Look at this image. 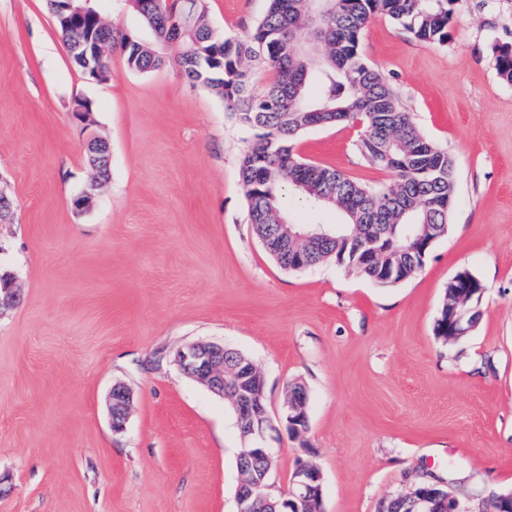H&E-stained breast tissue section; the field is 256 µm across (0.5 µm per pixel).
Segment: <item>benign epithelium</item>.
I'll use <instances>...</instances> for the list:
<instances>
[{
	"label": "benign epithelium",
	"instance_id": "benign-epithelium-1",
	"mask_svg": "<svg viewBox=\"0 0 512 512\" xmlns=\"http://www.w3.org/2000/svg\"><path fill=\"white\" fill-rule=\"evenodd\" d=\"M109 50L108 43L99 39L87 43L86 52L90 53V75L99 81L112 78V70L96 65ZM87 150L91 159L95 160L96 170L110 168L111 150L107 141L93 135L87 142ZM456 287L463 289V295L473 298L482 294L480 282L466 269L453 276ZM21 300L18 289L14 288L12 278L0 279V310L17 305ZM473 308L461 307L448 303L447 330L448 339L454 340L467 335L474 329ZM235 357L232 370L236 396L235 409L239 417L245 419L243 440L249 444L247 458L260 459L266 468L253 473V477L239 479L236 489L237 512H262L260 505L272 504L279 507L277 512H301V508L314 499L322 496L323 474L319 466L312 462L302 461L297 464L288 487V492L275 502H270L272 484L266 480L273 461L272 449L266 446V437L274 428L269 412L260 401L254 399L249 383L258 373V367L240 352L218 342L194 341L178 347L173 353V363L183 374L202 384L219 397L224 396L228 381L224 379V357ZM110 417L112 431L121 433L126 428L131 392L122 383L112 386L110 394ZM308 402L306 390L301 384L294 383V393L284 402V419L288 430L299 435L304 432V408ZM472 512L457 494L453 486L445 482L443 485L430 483L426 475H421L407 485L406 490L396 496L383 500L378 512Z\"/></svg>",
	"mask_w": 512,
	"mask_h": 512
}]
</instances>
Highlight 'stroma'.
Returning a JSON list of instances; mask_svg holds the SVG:
<instances>
[{"instance_id":"35a3bbf8","label":"stroma","mask_w":512,"mask_h":512,"mask_svg":"<svg viewBox=\"0 0 512 512\" xmlns=\"http://www.w3.org/2000/svg\"><path fill=\"white\" fill-rule=\"evenodd\" d=\"M268 0H207L239 37ZM512 39V0H457L446 43L382 16L360 56L382 71L429 140L456 161L448 232L412 278L380 288L327 262L281 268L255 236L239 168L256 131L188 82L167 48L159 69H78L48 0H0V181L14 197L0 266L23 299L0 312V512H236L243 446L222 398L171 353L215 341L265 379L277 491L300 461L323 472L324 512H378L422 471L456 488L512 490V85L491 47ZM92 106L78 119V102ZM361 127L297 137L294 153L381 189ZM112 151L89 210L86 141ZM482 283L464 337L434 328L449 279ZM305 384L307 431L289 434L286 386ZM133 395L113 433L115 383Z\"/></svg>"}]
</instances>
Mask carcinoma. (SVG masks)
Masks as SVG:
<instances>
[{"label": "carcinoma", "instance_id": "cac0c4a2", "mask_svg": "<svg viewBox=\"0 0 512 512\" xmlns=\"http://www.w3.org/2000/svg\"><path fill=\"white\" fill-rule=\"evenodd\" d=\"M266 13L245 39L224 36L206 23V0H133L154 44L141 42L102 23L88 11L69 23L58 22L71 60L80 70L83 49L98 36L123 53L127 67L147 73L163 62L161 50L179 45V63L189 80L203 85L231 107L239 121L261 130L244 151L240 178L248 200V220L265 248L288 268V252H306L305 240L283 247L277 225L293 224L331 240L309 250L316 264L331 258L380 287L396 286L422 268L419 240L437 241L448 232L455 200L456 162L444 148L425 138L411 113L377 70L362 62L359 36L375 16L401 24L427 42L448 41L451 5L457 0H268ZM191 15V22L183 16ZM309 42L301 41L302 34ZM500 79L512 84V40L493 46ZM249 60L275 73L262 94L251 91ZM341 122H358L361 155L392 175L375 190L340 171L303 162L293 141L304 131ZM312 203L335 209L342 221L320 224L311 213L287 214L280 203L285 187ZM384 251L379 265L365 262L374 242Z\"/></svg>", "mask_w": 512, "mask_h": 512}]
</instances>
